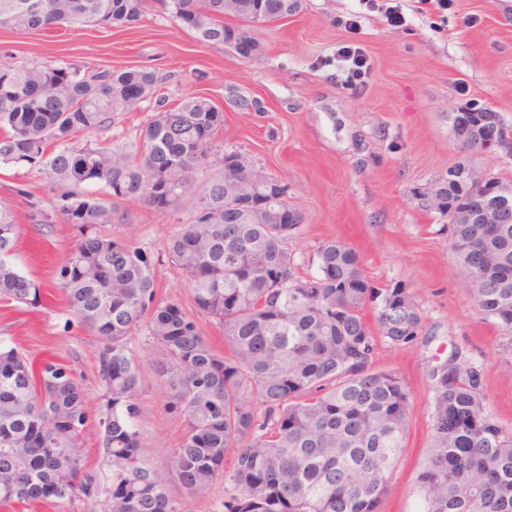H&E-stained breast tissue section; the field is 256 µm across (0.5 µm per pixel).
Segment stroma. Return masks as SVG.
I'll return each instance as SVG.
<instances>
[{"label": "stroma", "instance_id": "35a3bbf8", "mask_svg": "<svg viewBox=\"0 0 512 512\" xmlns=\"http://www.w3.org/2000/svg\"><path fill=\"white\" fill-rule=\"evenodd\" d=\"M403 23L387 20L363 0H301L287 20L250 26L261 52L239 57L231 47L197 41L164 0H144L132 29L71 26L18 31L0 27V59L18 64L69 63L99 70L158 71L155 93L135 111L114 113L92 141L133 153L159 105L187 96L209 97L224 112L213 135L203 181L234 152L286 188L303 222L288 248L300 273L316 270V250L338 239L358 254L377 287L400 284L416 298L423 328L413 343L381 346L375 366L398 374L410 393L405 447L391 475L381 512H421L416 477L432 429L429 369L459 351L485 376L487 410L512 430V352L482 318L455 262L448 220L422 191L462 163L479 174L512 183V143L490 152L464 146L453 132L457 112L485 109L512 128V0H389ZM359 14L360 28L342 19ZM359 42L370 72L364 85L342 84L339 47ZM0 197L10 199L19 226L18 269L42 290L39 304L0 303V340L39 360L54 358L81 379L93 414L103 409L98 376L99 338L83 327L58 289L64 257L77 240L76 225L56 220L50 233L30 219L32 204L56 210L60 192L44 166L0 163ZM118 216L104 228L141 250L151 262L162 303H177L195 318L216 350L224 331L201 315L192 286L167 251L168 240L191 222L185 203L160 212L135 199L116 202ZM143 378L136 420L150 466L167 472L172 448L186 428L166 409L167 393L153 370L143 335L130 340Z\"/></svg>", "mask_w": 512, "mask_h": 512}]
</instances>
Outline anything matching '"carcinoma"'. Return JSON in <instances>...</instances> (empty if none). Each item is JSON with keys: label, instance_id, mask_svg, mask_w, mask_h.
Instances as JSON below:
<instances>
[{"label": "carcinoma", "instance_id": "cac0c4a2", "mask_svg": "<svg viewBox=\"0 0 512 512\" xmlns=\"http://www.w3.org/2000/svg\"><path fill=\"white\" fill-rule=\"evenodd\" d=\"M268 22L296 13L299 0H270ZM197 39L244 35L224 16L253 22L256 0H170ZM143 0H0V26L24 31L61 25L135 27ZM149 69L87 71L72 64L19 67L0 60V163L42 164L61 186L60 215L79 238L60 269L59 289L80 322L99 336L105 410L98 419L103 472L87 469L77 442L90 420L74 374L0 341V503H72L105 492L104 512H178L169 478L188 494L224 482L222 512H379L409 426V391L373 367L383 343L413 342L423 316L406 288H377L358 255L329 239L317 273L296 272L288 243L298 224L224 223V197L246 178L222 174L205 185L206 164L224 112L203 95L161 108L143 128L137 154L76 144L137 108L134 87L155 92ZM56 150L46 155L49 144ZM459 163L441 179L448 202L475 208L481 192ZM101 186L117 199L158 211L196 210L168 243L171 261L193 286L199 312L224 330V353L175 303L155 301L149 259L103 232L115 205L82 191ZM449 249L479 311L512 341V223L449 220ZM19 226L0 199V299L35 305L41 289L12 263ZM377 303L374 322L363 310ZM141 331L155 348L154 370L167 409L186 421L170 475L144 457L136 419L142 387L129 347ZM433 424L417 476L424 512H512V432L486 408L480 366L454 352L430 370ZM263 412H258V408ZM235 452L230 475L224 459Z\"/></svg>", "mask_w": 512, "mask_h": 512}]
</instances>
